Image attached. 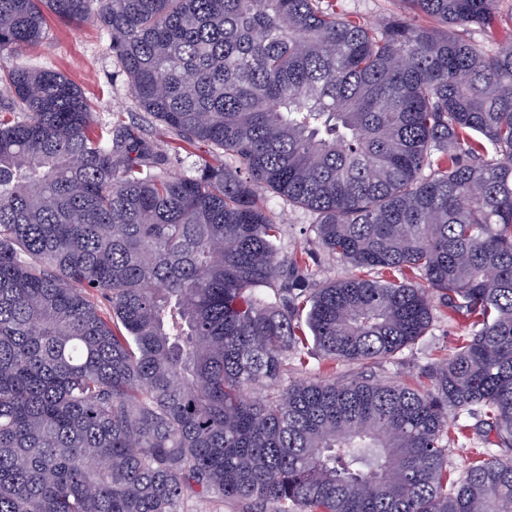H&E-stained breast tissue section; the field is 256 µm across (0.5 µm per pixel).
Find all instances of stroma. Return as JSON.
Instances as JSON below:
<instances>
[{
    "instance_id": "35a3bbf8",
    "label": "stroma",
    "mask_w": 512,
    "mask_h": 512,
    "mask_svg": "<svg viewBox=\"0 0 512 512\" xmlns=\"http://www.w3.org/2000/svg\"><path fill=\"white\" fill-rule=\"evenodd\" d=\"M31 68L58 70L74 81L88 99L97 121L103 124L127 122L139 117L147 134L168 157L167 169L176 173L189 168L192 163L204 160L212 164L222 163L220 151L205 145L181 142L171 131L151 119L143 118L132 97L126 75L119 70L112 58L111 39L105 30L89 24H67L48 18L47 37L44 42L27 50L21 58L0 55V69L15 64ZM464 315L452 318L437 317L431 329L415 347L403 350L378 363L355 366L338 362L330 363L311 355L305 364L289 363L283 378L287 381L340 378L355 371L374 376L379 380L419 385L424 383L422 374L431 362L452 354Z\"/></svg>"
}]
</instances>
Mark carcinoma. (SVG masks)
Here are the masks:
<instances>
[{"label":"carcinoma","mask_w":512,"mask_h":512,"mask_svg":"<svg viewBox=\"0 0 512 512\" xmlns=\"http://www.w3.org/2000/svg\"><path fill=\"white\" fill-rule=\"evenodd\" d=\"M0 0V53L93 22L185 174L65 74H0V512H512V35L498 0ZM281 201L355 273L281 252ZM415 273L423 285L402 280ZM469 323L410 387L288 362ZM267 388L257 397L252 390ZM494 434L448 478V411ZM403 10L397 0H337L336 12L358 15L368 22L380 23ZM310 248L313 249L317 258L312 271L316 274L318 281L337 280L350 273L348 265L328 257L314 244H311Z\"/></svg>","instance_id":"obj_1"}]
</instances>
